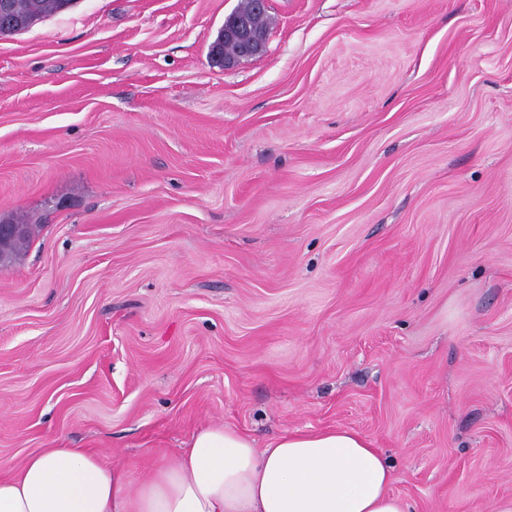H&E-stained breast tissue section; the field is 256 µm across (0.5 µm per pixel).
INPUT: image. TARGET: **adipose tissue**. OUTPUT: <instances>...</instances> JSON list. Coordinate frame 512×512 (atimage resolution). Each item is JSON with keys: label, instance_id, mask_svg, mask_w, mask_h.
Returning <instances> with one entry per match:
<instances>
[{"label": "adipose tissue", "instance_id": "obj_1", "mask_svg": "<svg viewBox=\"0 0 512 512\" xmlns=\"http://www.w3.org/2000/svg\"><path fill=\"white\" fill-rule=\"evenodd\" d=\"M393 466L358 433L292 432L259 449L224 425L196 431L138 480L84 448H46L0 475V512H411Z\"/></svg>", "mask_w": 512, "mask_h": 512}]
</instances>
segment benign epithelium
<instances>
[{
  "mask_svg": "<svg viewBox=\"0 0 512 512\" xmlns=\"http://www.w3.org/2000/svg\"><path fill=\"white\" fill-rule=\"evenodd\" d=\"M266 12V0H253L252 12L234 11L224 19L217 39L210 45L211 55L230 67L245 58L262 54L267 44V29L256 23L254 16ZM29 19L19 12L16 0H0V27L12 32H22ZM27 224L0 225V251L3 243L24 238Z\"/></svg>",
  "mask_w": 512,
  "mask_h": 512,
  "instance_id": "obj_1",
  "label": "benign epithelium"
}]
</instances>
